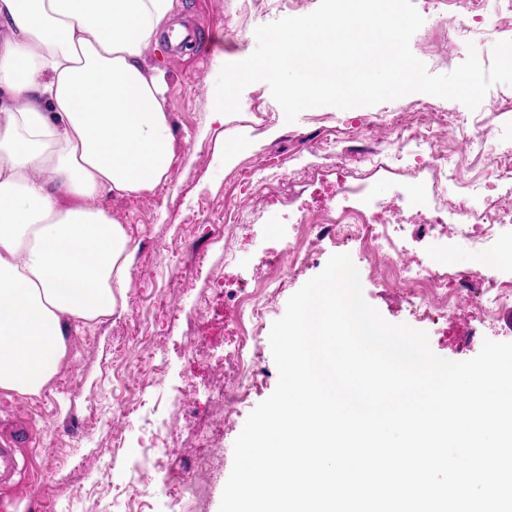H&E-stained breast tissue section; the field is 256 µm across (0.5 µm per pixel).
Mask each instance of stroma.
<instances>
[{
  "mask_svg": "<svg viewBox=\"0 0 512 512\" xmlns=\"http://www.w3.org/2000/svg\"><path fill=\"white\" fill-rule=\"evenodd\" d=\"M319 0H179L158 45L144 54L146 74L161 75L167 87L166 110L174 159L165 180L154 190L98 199V206L121 224L131 239V279L119 302L121 312L91 322L65 320L66 355L56 374L67 385L29 395L0 389V423L19 418L35 432L33 447L17 458L11 485L0 498L11 512H29L33 496L53 501L55 512H95L107 497L111 512H128L129 496L141 480L149 482V512H173L177 490L155 466L150 448L156 432L182 418L184 381L209 388L216 363L233 343L238 329L228 303L214 286L221 279L250 285L265 278L269 254L293 235L300 215L335 209L336 170L371 198L392 205L407 188L418 189L433 205L449 202L469 182L476 208L512 203V188L492 194L482 189L496 157L512 155V86L490 88L476 110L453 100L411 93L374 106L340 110L322 106L286 122L267 83L256 82L241 94L240 111L217 117L215 85L222 66L247 58L256 47L258 26L283 17L311 13ZM244 22L247 31L232 47L224 45V28ZM434 14L413 35L410 47L429 72L454 70L476 50L490 66L493 47L512 39V7L506 0H485L483 20L457 17L447 35L433 36ZM263 102L264 119L252 114L254 98ZM451 112L461 128L480 126L482 145L464 144L459 130H438L437 139L458 163L461 180L437 179L422 146L413 144L403 161L389 162L377 136L363 137L368 123L406 120L416 103ZM374 161H367V154ZM245 208V225L235 239L232 258L224 256V212ZM457 225L448 238L419 231L409 244L412 257L441 260L463 277L502 274L499 248L470 249L458 241ZM348 253L360 272L365 300L393 324L425 331L431 350L451 361L475 357L484 340L512 342L505 311L492 322L480 319L474 303L463 299L444 319L414 314L401 301V290L371 269L354 246L338 247L334 237L319 241L316 256L288 276L259 332L257 347L263 383L250 403L269 397L278 382L269 334L286 310L288 299L319 274L329 257ZM179 312V325L169 322ZM210 343L207 356L192 357L187 344ZM144 381V392L128 391ZM133 406L132 419H114L118 401ZM249 415L241 410L225 427L220 443L221 467L210 486L207 512H219L222 492L233 466V445Z\"/></svg>",
  "mask_w": 512,
  "mask_h": 512,
  "instance_id": "stroma-1",
  "label": "stroma"
}]
</instances>
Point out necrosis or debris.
Masks as SVG:
<instances>
[{"label":"necrosis or debris","mask_w":512,"mask_h":512,"mask_svg":"<svg viewBox=\"0 0 512 512\" xmlns=\"http://www.w3.org/2000/svg\"><path fill=\"white\" fill-rule=\"evenodd\" d=\"M414 122L390 123L387 144L391 157L401 160L406 148L423 140L424 127L437 124L456 126L452 113L432 115L426 105L413 107ZM338 192L343 204L336 211V221L321 224L309 216H301L294 235L282 250L272 252L271 266L276 275L255 288L233 290L232 312L241 329L233 347L224 359V366L208 392L204 408L193 416L191 455L170 462L169 480L181 489L176 500L177 512H203L208 481L216 467L217 436L224 423L232 420L249 401L262 374L257 355V334L269 312V299L281 286L285 277L304 267L313 257V245L322 234H330L343 244L357 245L369 264L385 268L392 279L404 284V300L413 311L423 317H447L456 297L449 294L451 275L447 268L409 261L402 255L397 236L403 226L418 224L428 233L439 237L447 233L449 225H460V242L479 250L502 230L512 227V206L499 209L475 210L469 194H458L443 208L422 204L409 197L405 206L383 209L372 202L362 188L347 180H339ZM465 285L476 291V304L482 319L492 318L503 307L512 305V276L502 278L484 274L466 280Z\"/></svg>","instance_id":"necrosis-or-debris-1"}]
</instances>
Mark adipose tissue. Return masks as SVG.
<instances>
[{"label": "adipose tissue", "instance_id": "ef3b65f1", "mask_svg": "<svg viewBox=\"0 0 512 512\" xmlns=\"http://www.w3.org/2000/svg\"><path fill=\"white\" fill-rule=\"evenodd\" d=\"M176 0H0V389L38 392L62 315L109 316L130 239L94 207L153 190L173 138L144 51Z\"/></svg>", "mask_w": 512, "mask_h": 512}]
</instances>
